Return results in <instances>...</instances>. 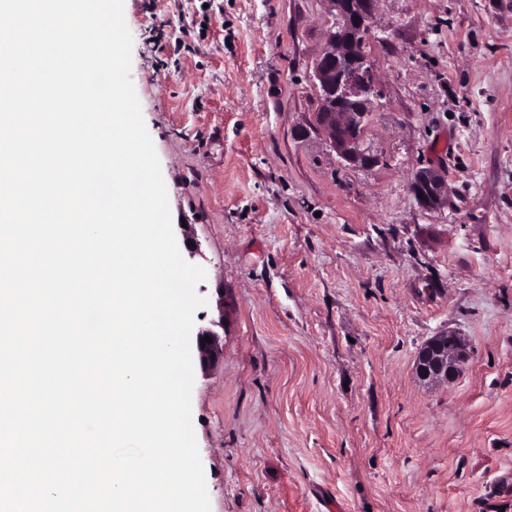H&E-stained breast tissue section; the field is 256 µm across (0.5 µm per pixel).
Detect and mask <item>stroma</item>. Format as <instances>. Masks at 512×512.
Masks as SVG:
<instances>
[{"instance_id": "obj_1", "label": "stroma", "mask_w": 512, "mask_h": 512, "mask_svg": "<svg viewBox=\"0 0 512 512\" xmlns=\"http://www.w3.org/2000/svg\"><path fill=\"white\" fill-rule=\"evenodd\" d=\"M173 221L228 302L192 420L211 512H512V0H378L383 98L342 166L319 102L323 0H124ZM438 167L447 208L409 191ZM456 332L461 373L419 348ZM468 356L469 345L462 336L448 332L431 337L416 356V376L424 384H448L459 374Z\"/></svg>"}]
</instances>
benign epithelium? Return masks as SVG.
<instances>
[{
  "label": "benign epithelium",
  "mask_w": 512,
  "mask_h": 512,
  "mask_svg": "<svg viewBox=\"0 0 512 512\" xmlns=\"http://www.w3.org/2000/svg\"><path fill=\"white\" fill-rule=\"evenodd\" d=\"M333 18L326 31L325 46L316 58L310 82L319 101V109L309 116L306 125L297 129L302 138L322 133L341 165L367 169L386 162L383 155L367 146L366 132L372 107L381 98L374 64L366 45H357L359 34H374L372 20L376 0H324ZM419 207L426 211L448 206L447 180L437 170L422 169L409 184ZM224 327V316L202 327L196 334V367L209 373L224 358L223 337L214 327ZM211 342L202 344V338ZM469 356L467 341L450 332L433 336L416 356L415 372L425 384H446L455 379Z\"/></svg>",
  "instance_id": "obj_1"
}]
</instances>
